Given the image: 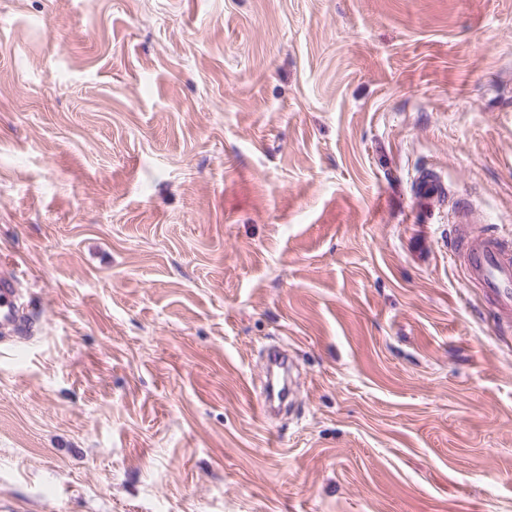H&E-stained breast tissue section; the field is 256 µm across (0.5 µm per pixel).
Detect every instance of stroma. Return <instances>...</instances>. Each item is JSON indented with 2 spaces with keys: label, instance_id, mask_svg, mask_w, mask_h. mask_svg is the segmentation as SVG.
I'll return each instance as SVG.
<instances>
[{
  "label": "stroma",
  "instance_id": "obj_1",
  "mask_svg": "<svg viewBox=\"0 0 512 512\" xmlns=\"http://www.w3.org/2000/svg\"><path fill=\"white\" fill-rule=\"evenodd\" d=\"M460 198L512 232V0H0L36 327L0 337V502L512 512V331L448 261ZM412 191L419 198H434L446 195L448 187L434 169L426 168L418 172ZM267 361V382L264 390L260 396V413L264 418H268L270 414L274 413L276 409L283 404L288 397L291 395V380L290 376L287 379L288 373H290L288 366V354L279 347L271 348L266 354ZM274 368L281 369L284 373V385L281 390L275 392L274 388L269 382V376ZM278 402V405H276Z\"/></svg>",
  "mask_w": 512,
  "mask_h": 512
}]
</instances>
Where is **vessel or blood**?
Here are the masks:
<instances>
[{
  "mask_svg": "<svg viewBox=\"0 0 512 512\" xmlns=\"http://www.w3.org/2000/svg\"><path fill=\"white\" fill-rule=\"evenodd\" d=\"M448 188L431 168L418 172L413 192L419 197L446 195ZM472 208L457 206L456 220L448 241V258L467 287L478 289L503 326L512 327V236L496 230L474 232ZM18 267L0 268V332L21 330L25 321L18 301ZM291 394L290 385L281 390L265 386L260 396V413L270 416Z\"/></svg>",
  "mask_w": 512,
  "mask_h": 512,
  "instance_id": "1",
  "label": "vessel or blood"
}]
</instances>
